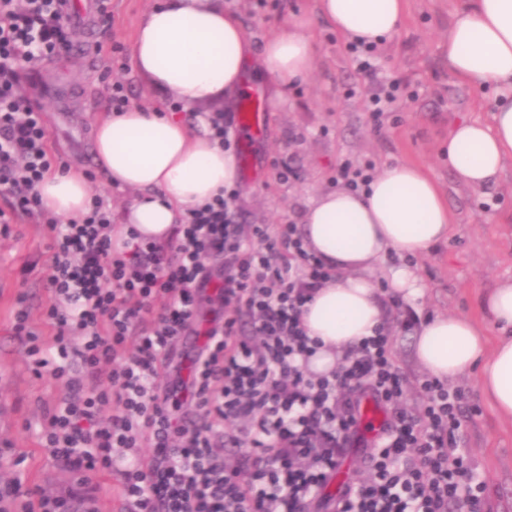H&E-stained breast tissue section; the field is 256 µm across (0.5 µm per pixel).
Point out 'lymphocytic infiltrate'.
<instances>
[{"label":"lymphocytic infiltrate","mask_w":512,"mask_h":512,"mask_svg":"<svg viewBox=\"0 0 512 512\" xmlns=\"http://www.w3.org/2000/svg\"><path fill=\"white\" fill-rule=\"evenodd\" d=\"M65 0H0V223L47 220L36 190L53 168L41 106L18 93L20 63L55 57L67 43ZM348 50L376 91L373 120L395 111L400 84L379 78L377 47ZM236 193L187 210L162 243L130 231L112 244V212L93 198L78 220L50 221L51 295L45 340L26 296L11 332L36 375L67 393L45 406L44 455L76 477L64 494L0 487V512H98V476L117 473L124 512H484L486 483L463 448V395L427 376L421 414L392 358L393 334H375L325 374L305 305L334 271L293 224H242ZM222 316L202 320L207 295ZM386 410L371 441L359 406ZM368 475L329 492L348 449Z\"/></svg>","instance_id":"1"}]
</instances>
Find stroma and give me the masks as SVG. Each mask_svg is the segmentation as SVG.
<instances>
[{"mask_svg": "<svg viewBox=\"0 0 512 512\" xmlns=\"http://www.w3.org/2000/svg\"><path fill=\"white\" fill-rule=\"evenodd\" d=\"M157 0H111L106 13L88 7L70 20L69 51L35 67L23 66L18 90L41 105L49 147L68 170L90 175L94 195L120 210L133 191L109 186L93 156L95 121L111 112L108 88L121 81L131 104L171 109V97L154 90L132 65L112 66V45L131 46L142 16ZM254 49L287 31L294 18L309 19L316 46L308 77L285 90L257 79L252 95L265 107L266 120L253 136V172L236 184L237 205L247 224L301 223L308 206L335 190L338 166L346 161L375 169L398 162L419 166L438 185L452 213L446 241L417 256L387 253L377 275L389 268L415 269L423 285L411 307L419 320L439 314H466L482 320L480 297L487 288L512 280V158L503 177L482 190L464 185L448 166V133L461 119H487L491 90H478L448 72V26L459 0H405L399 33L379 47L377 64L400 80L407 106L385 113L374 128L368 96L372 86L357 71L345 39L317 11V0H224ZM110 30L109 39L82 53V23ZM295 170L280 182L278 164ZM48 230L27 219L0 229V440L11 441L25 457L5 477L20 476L29 487L65 492L69 472L57 467L38 447L43 402L63 397L65 389L49 377H36L22 344L10 333L18 291L29 296L31 321L44 335L54 330L45 316L50 294L40 269L48 261ZM466 411L465 445L489 487L490 512H512V423L498 418L484 403L472 376L457 379Z\"/></svg>", "mask_w": 512, "mask_h": 512, "instance_id": "stroma-1", "label": "stroma"}]
</instances>
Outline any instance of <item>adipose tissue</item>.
<instances>
[{
    "label": "adipose tissue",
    "instance_id": "ef3b65f1",
    "mask_svg": "<svg viewBox=\"0 0 512 512\" xmlns=\"http://www.w3.org/2000/svg\"><path fill=\"white\" fill-rule=\"evenodd\" d=\"M318 13L350 41L381 42L399 30L405 0H317ZM308 24L291 21L268 39L261 53L224 0H162L137 28L132 58L152 87L191 108L232 101L247 90L249 72L284 87L314 67ZM448 69L464 83L512 89V0H460L448 28ZM94 161L110 185L136 191L118 221L163 242L186 209L238 180V165L208 136L193 132L178 115L131 106L99 120L93 129ZM512 157V96L489 108L487 119L455 123L448 134V164L458 179L480 189L500 178ZM44 209L58 217H82L91 186L79 173L55 172L38 186ZM452 216L437 184L418 166L385 167L360 193L320 195L302 218L310 247L337 271L303 312L310 336L322 346L316 372L381 324L382 288L372 277L387 251L417 255L448 237ZM481 309L499 329L489 337L470 317L429 318L413 340V354L442 380L475 376L487 404L512 421V283L486 290Z\"/></svg>",
    "mask_w": 512,
    "mask_h": 512
}]
</instances>
